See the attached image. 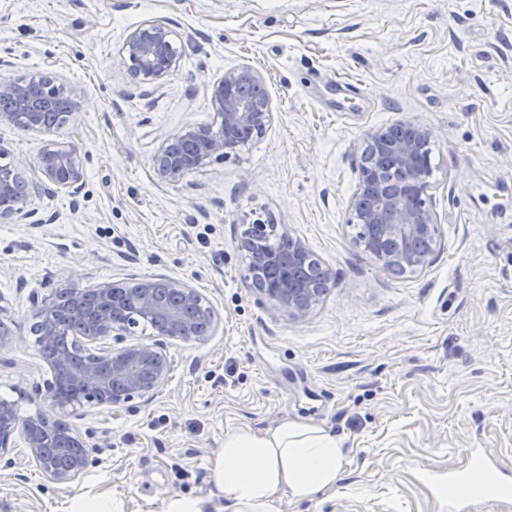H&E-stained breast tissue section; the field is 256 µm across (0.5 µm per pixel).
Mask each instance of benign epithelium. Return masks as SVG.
Returning a JSON list of instances; mask_svg holds the SVG:
<instances>
[{
  "label": "benign epithelium",
  "mask_w": 512,
  "mask_h": 512,
  "mask_svg": "<svg viewBox=\"0 0 512 512\" xmlns=\"http://www.w3.org/2000/svg\"><path fill=\"white\" fill-rule=\"evenodd\" d=\"M123 51L141 80L155 84L178 66L181 51L174 31L166 23L148 21L128 34ZM261 87L260 73L244 66L224 72L212 83L210 102L220 119L217 130L186 127L168 137L152 158L156 178L178 184L188 175L205 169L215 158H228L244 145L246 134L263 133L273 119L269 100H250L240 89ZM67 103L59 127L76 126L81 101L72 90L42 74L24 79L0 80V124L28 132H45L44 123L58 98ZM434 140L433 129L423 123L396 122L368 134L359 167L358 189L351 200L356 223L368 224L374 233L364 249L380 267L414 271L429 264L439 245V225L430 203L426 155ZM45 181L59 190L76 192L85 177L83 159L77 149L45 148L36 158ZM396 169L401 179L389 187L383 169ZM32 194L22 173L0 166V219L28 218ZM266 224H252L242 245L248 252V272L254 287L273 306L297 320L307 319L319 303L329 281V272L307 274L313 255L301 238L283 227L288 239L285 258L267 252L262 243ZM68 293L81 302L83 290L60 287L44 297L32 295L33 317L39 335V355L51 368L53 379L46 383L44 400L55 412L75 411L84 406H101L120 411L138 398H153L168 379L171 366L163 351L169 341H186L193 312L209 318L208 333H214L217 317L202 294L187 281L163 275L139 282V316L162 327L159 339L146 343L135 338L136 324L124 316L125 285L101 282L93 288L96 302L84 307L82 317L90 331L81 348L83 360L57 348L60 333L59 300ZM8 309L0 304V348L12 344L14 331ZM55 418L39 410L22 417L13 407L0 406V460L22 439L32 459L47 477L70 483L93 463L94 446L67 426L51 434Z\"/></svg>",
  "instance_id": "1"
}]
</instances>
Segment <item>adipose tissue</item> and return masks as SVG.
Segmentation results:
<instances>
[{
	"mask_svg": "<svg viewBox=\"0 0 512 512\" xmlns=\"http://www.w3.org/2000/svg\"><path fill=\"white\" fill-rule=\"evenodd\" d=\"M345 453L335 435L304 419L224 433L206 496L169 497L162 512H276L282 498L307 500L335 488Z\"/></svg>",
	"mask_w": 512,
	"mask_h": 512,
	"instance_id": "ef3b65f1",
	"label": "adipose tissue"
}]
</instances>
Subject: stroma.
<instances>
[{
	"mask_svg": "<svg viewBox=\"0 0 512 512\" xmlns=\"http://www.w3.org/2000/svg\"><path fill=\"white\" fill-rule=\"evenodd\" d=\"M168 23L182 57L155 85L121 51ZM10 78L74 89L81 123L49 133L0 124V165L40 178L44 145L77 148L79 193L34 198V221L0 220V396L42 408L51 378L29 298L69 282L188 281L214 309L204 342L168 344L149 400L66 421L95 443L76 481H50L24 447L0 462V512H66L77 495L162 512L204 495L226 430L284 418L341 439L335 490L280 512H448L436 483L483 448L512 469V0H0ZM242 66L265 80L273 120L237 155L176 185L152 156L185 126L214 125L210 83ZM431 126L440 245L425 268L383 271L352 238L350 200L368 132ZM287 225L332 282L311 316L275 309L240 248L256 219Z\"/></svg>",
	"mask_w": 512,
	"mask_h": 512,
	"instance_id": "1",
	"label": "stroma"
}]
</instances>
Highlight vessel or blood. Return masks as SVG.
Segmentation results:
<instances>
[{
	"label": "vessel or blood",
	"mask_w": 512,
	"mask_h": 512,
	"mask_svg": "<svg viewBox=\"0 0 512 512\" xmlns=\"http://www.w3.org/2000/svg\"><path fill=\"white\" fill-rule=\"evenodd\" d=\"M442 490L454 504L476 500L511 504L512 472L496 467L487 454L474 450L463 468L449 472Z\"/></svg>",
	"instance_id": "vessel-or-blood-1"
}]
</instances>
